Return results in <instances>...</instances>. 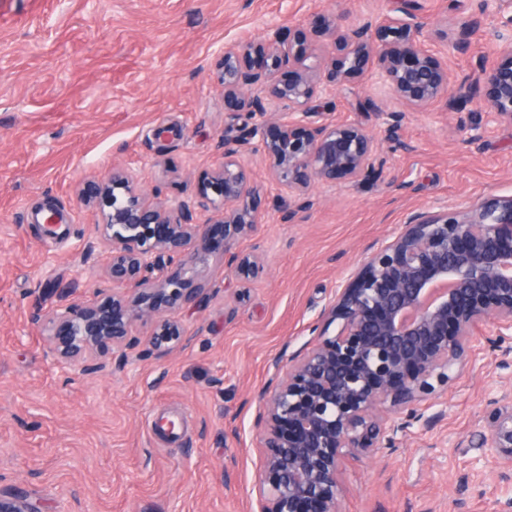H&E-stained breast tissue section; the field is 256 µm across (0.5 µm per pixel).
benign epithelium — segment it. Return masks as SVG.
Segmentation results:
<instances>
[{"instance_id":"1","label":"benign epithelium","mask_w":512,"mask_h":512,"mask_svg":"<svg viewBox=\"0 0 512 512\" xmlns=\"http://www.w3.org/2000/svg\"><path fill=\"white\" fill-rule=\"evenodd\" d=\"M493 2L501 26L512 31V0ZM407 4L396 0L388 15L334 26L342 56L324 72L316 49L281 28L268 30L261 44L224 51L217 79L227 127L240 136L224 140V160L198 199L159 205L133 169L89 184L82 196L100 213L94 233L110 256L118 291L108 305L75 300L67 291L48 318L60 363L81 357L86 373L98 372V357L121 351L135 320L156 321L152 346L159 356L187 341L176 314L202 301L200 280L212 255V224L200 223L198 211L224 214L226 245L256 231L258 192L238 155L267 122L272 128L255 151L282 192L369 174L378 160L375 136L359 124L322 119L347 79L369 73L390 97L416 109L443 96L451 112L475 104L493 120L512 122V36L501 37L495 56L451 87L448 66ZM481 25L479 17L461 22L456 46H467ZM284 68L293 77L275 81ZM260 270L250 256L234 253L225 277L245 283ZM127 290L137 296L127 299ZM328 320L337 332L320 336L286 369L275 362L283 376L262 395L258 512H337L344 455L391 446L409 426L384 418L379 408L387 402L409 408L448 388L468 358L476 324L491 322L499 335L512 334V197L401 225L336 290ZM489 421L483 442L512 470V410L495 408ZM0 512L38 510L27 494L2 491Z\"/></svg>"}]
</instances>
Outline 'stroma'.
<instances>
[{"mask_svg":"<svg viewBox=\"0 0 512 512\" xmlns=\"http://www.w3.org/2000/svg\"><path fill=\"white\" fill-rule=\"evenodd\" d=\"M391 0H0V491L21 489L39 512H256L261 394L288 361L317 341L324 311L366 252L399 225L492 196H512V123L444 101L413 110L371 81L336 92L327 122L359 123L383 160L367 177L287 197L261 154L239 160L260 196L257 233L234 251L263 267L224 277L222 228L207 298L180 316L188 342L165 356L154 325L135 322L125 361L87 375L56 362L46 319L76 286L112 296L109 257L91 235L98 211L81 202L89 180L138 172L142 189L172 204L194 199L224 153L226 48L263 40L268 27L314 38L326 19L345 27ZM446 55L451 79L491 58L497 21L484 0H409ZM479 35L451 44L461 20ZM402 115L396 138L385 129ZM174 127L159 144L154 133ZM58 207L57 237L39 210ZM512 335L473 331L472 356L440 397L418 401L394 447L347 456L339 512H512V472L482 447L491 403L512 406ZM180 424L160 434L159 417Z\"/></svg>","mask_w":512,"mask_h":512,"instance_id":"1","label":"stroma"}]
</instances>
